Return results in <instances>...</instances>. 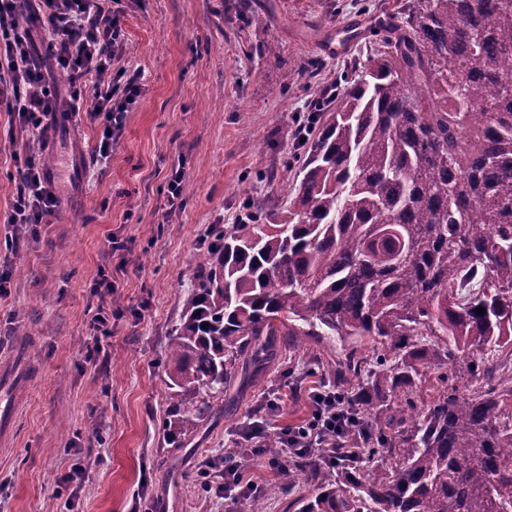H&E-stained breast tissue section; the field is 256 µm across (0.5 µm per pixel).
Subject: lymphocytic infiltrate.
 I'll list each match as a JSON object with an SVG mask.
<instances>
[{"instance_id":"1","label":"lymphocytic infiltrate","mask_w":512,"mask_h":512,"mask_svg":"<svg viewBox=\"0 0 512 512\" xmlns=\"http://www.w3.org/2000/svg\"><path fill=\"white\" fill-rule=\"evenodd\" d=\"M38 22L46 56L70 84V97L60 100L53 82L45 77L40 56L34 54L28 22ZM119 30L112 14V0H0V104L18 119L21 129L38 141H47L60 121L82 110L86 88H93L101 136L93 159L110 158L121 138L126 117L141 86L128 79L123 97L112 91V55ZM17 172L20 185L7 218L11 224H44L59 205L48 172L32 155L24 157ZM308 398L312 411L299 427L288 430L284 440L292 452L312 458L336 454L337 428L348 421L332 391L315 390Z\"/></svg>"}]
</instances>
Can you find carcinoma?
<instances>
[{"label":"carcinoma","mask_w":512,"mask_h":512,"mask_svg":"<svg viewBox=\"0 0 512 512\" xmlns=\"http://www.w3.org/2000/svg\"><path fill=\"white\" fill-rule=\"evenodd\" d=\"M399 11L323 113L288 209L215 230L171 335L175 443L282 350H345L310 354L351 413L336 458L291 455L235 512H512V0ZM432 361L448 370L425 400ZM300 477L314 494L294 497Z\"/></svg>","instance_id":"carcinoma-1"}]
</instances>
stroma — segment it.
Returning <instances> with one entry per match:
<instances>
[{
  "instance_id": "35a3bbf8",
  "label": "stroma",
  "mask_w": 512,
  "mask_h": 512,
  "mask_svg": "<svg viewBox=\"0 0 512 512\" xmlns=\"http://www.w3.org/2000/svg\"><path fill=\"white\" fill-rule=\"evenodd\" d=\"M398 0H121L112 75L142 92L106 168L92 164L99 124L69 123L47 146L16 131L0 104V512H232L204 492L202 461L243 440L254 408L305 370L301 391L263 414L268 431L298 425L306 391L320 385L305 361L281 357L197 434L170 444L163 359L210 231L234 223L248 197L284 208L280 175L304 154L294 130L344 92L399 23ZM273 52H263L265 44ZM46 150L66 220L39 229L6 219L17 158ZM184 164L183 207L166 182ZM21 236L17 249L9 236ZM118 238L124 250L110 251ZM115 269L112 335L101 337L90 285ZM287 449L251 457L244 481L281 478ZM80 475L74 509L63 485Z\"/></svg>"
}]
</instances>
